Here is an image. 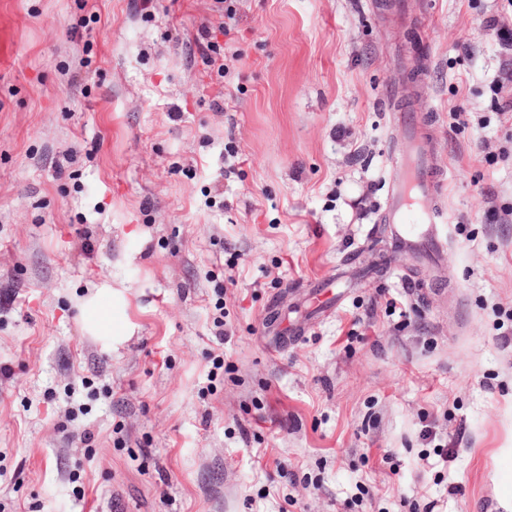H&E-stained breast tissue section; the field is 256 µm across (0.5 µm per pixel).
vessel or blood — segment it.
<instances>
[{"label": "vessel or blood", "instance_id": "b4317fda", "mask_svg": "<svg viewBox=\"0 0 512 512\" xmlns=\"http://www.w3.org/2000/svg\"><path fill=\"white\" fill-rule=\"evenodd\" d=\"M395 120L405 129L406 141L394 156L399 164L397 182L391 183L378 221L390 225L401 259L421 254L442 255L448 249L446 221L439 207L444 180L429 143L431 133L417 114L409 112L397 86L387 90ZM312 312L337 304L340 297L323 280L314 281L307 293Z\"/></svg>", "mask_w": 512, "mask_h": 512}]
</instances>
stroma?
Masks as SVG:
<instances>
[{
  "label": "stroma",
  "instance_id": "obj_1",
  "mask_svg": "<svg viewBox=\"0 0 512 512\" xmlns=\"http://www.w3.org/2000/svg\"><path fill=\"white\" fill-rule=\"evenodd\" d=\"M212 7L0 0V512H505L512 222L489 206L512 162L478 144L512 138L489 88L512 0H239L225 77L184 48ZM423 57L450 245L367 273L387 86ZM317 279L341 304L269 350ZM100 288L133 329L115 348L83 318Z\"/></svg>",
  "mask_w": 512,
  "mask_h": 512
}]
</instances>
